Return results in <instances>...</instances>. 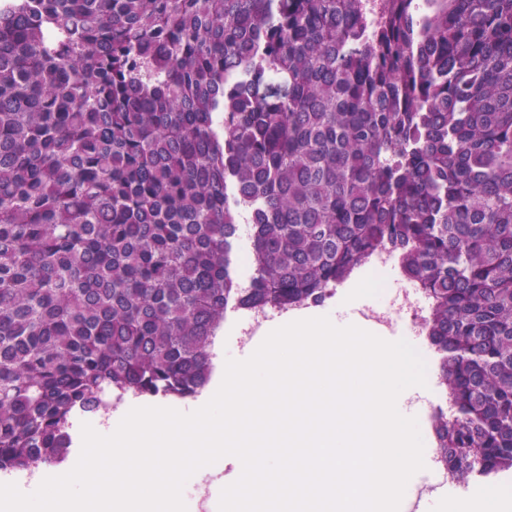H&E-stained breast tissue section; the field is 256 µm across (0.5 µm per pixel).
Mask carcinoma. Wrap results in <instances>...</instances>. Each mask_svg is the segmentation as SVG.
Wrapping results in <instances>:
<instances>
[{"mask_svg":"<svg viewBox=\"0 0 512 512\" xmlns=\"http://www.w3.org/2000/svg\"><path fill=\"white\" fill-rule=\"evenodd\" d=\"M0 0V472L194 397L227 311L388 245L459 483L512 471V0ZM250 287L234 273L240 206Z\"/></svg>","mask_w":512,"mask_h":512,"instance_id":"carcinoma-1","label":"carcinoma"}]
</instances>
